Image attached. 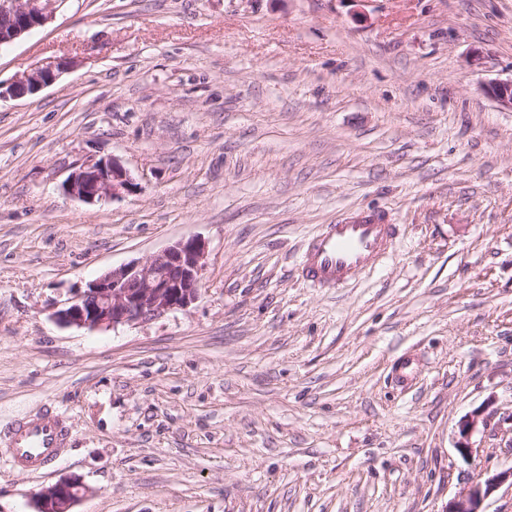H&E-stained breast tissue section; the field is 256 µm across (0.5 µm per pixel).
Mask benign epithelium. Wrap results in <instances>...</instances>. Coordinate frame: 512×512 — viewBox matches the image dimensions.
<instances>
[{
	"label": "benign epithelium",
	"mask_w": 512,
	"mask_h": 512,
	"mask_svg": "<svg viewBox=\"0 0 512 512\" xmlns=\"http://www.w3.org/2000/svg\"><path fill=\"white\" fill-rule=\"evenodd\" d=\"M59 0H0V47L9 46L51 18ZM63 62L52 68H36L5 86L0 83V100L34 95L52 84L65 69ZM486 92L497 105L512 111V79L488 84ZM138 184L115 157L87 159L71 168L62 184L65 194L85 203L121 199L134 193ZM208 254L200 236L180 239L144 260H133L100 275L86 288L68 298L55 312V321L66 327L91 331L150 321L182 310L196 301ZM488 420L474 414L462 421L457 450L470 460L479 453L471 442ZM512 486V465L482 471L464 492L448 503L446 512H486L484 502L502 485ZM88 493L77 478H64L36 494L35 512H72Z\"/></svg>",
	"instance_id": "benign-epithelium-1"
}]
</instances>
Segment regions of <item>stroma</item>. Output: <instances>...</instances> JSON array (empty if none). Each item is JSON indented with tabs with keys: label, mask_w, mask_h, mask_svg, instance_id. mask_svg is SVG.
<instances>
[{
	"label": "stroma",
	"mask_w": 512,
	"mask_h": 512,
	"mask_svg": "<svg viewBox=\"0 0 512 512\" xmlns=\"http://www.w3.org/2000/svg\"><path fill=\"white\" fill-rule=\"evenodd\" d=\"M60 61L0 102V435L50 406L70 442L39 473L0 459V512L67 476L73 512H445L512 464V112L485 92L512 78V0H60L0 82ZM90 156L140 191L66 195ZM360 208L399 224L393 254L298 280L304 241ZM192 236L187 309L56 323ZM67 64V62L60 63L57 70L51 66L33 69L6 87L0 82V101L6 98H21L38 93L44 87L52 84ZM479 425L482 426L483 430L489 426L488 419H480L479 414L470 415L461 423V439L456 448L465 460L473 459L479 453V448L471 442L472 436L478 431Z\"/></svg>",
	"instance_id": "35a3bbf8"
}]
</instances>
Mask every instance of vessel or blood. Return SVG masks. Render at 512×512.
Returning a JSON list of instances; mask_svg holds the SVG:
<instances>
[{"label":"vessel or blood","mask_w":512,"mask_h":512,"mask_svg":"<svg viewBox=\"0 0 512 512\" xmlns=\"http://www.w3.org/2000/svg\"><path fill=\"white\" fill-rule=\"evenodd\" d=\"M397 235L385 215L357 211L323 226L306 242L298 277L319 288L351 283L390 255ZM6 440L13 467L42 471L67 447L69 429L56 410L46 407L16 419Z\"/></svg>","instance_id":"obj_1"}]
</instances>
